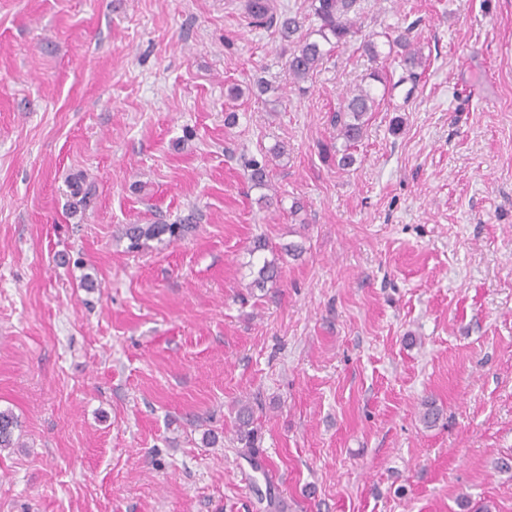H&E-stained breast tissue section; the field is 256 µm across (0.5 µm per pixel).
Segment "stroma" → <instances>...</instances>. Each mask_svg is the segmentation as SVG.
Here are the masks:
<instances>
[{
	"label": "stroma",
	"mask_w": 512,
	"mask_h": 512,
	"mask_svg": "<svg viewBox=\"0 0 512 512\" xmlns=\"http://www.w3.org/2000/svg\"><path fill=\"white\" fill-rule=\"evenodd\" d=\"M246 4L0 0V512H512V0H361L300 82ZM404 29L405 83L362 48ZM408 30H405L404 33H399L398 35H396L394 38H392V36L389 34V33H386L384 32V35L383 37H385L386 39V43L389 47V52H388V55H390L391 51L393 50L394 47H397L399 48L400 50H402L401 52V66L403 68V70L408 73V76L404 77H400V80L401 82H404L405 79H411V80H415L416 79V72H415V69L420 67L421 64H422V56L419 54V51L417 50H412L410 48V44H409V41H408ZM376 94L371 84L359 86L346 93L339 109L332 116V123L338 131L337 137L343 140L342 149L336 147V161L339 168L349 167L356 161L351 150L357 147L364 136L365 117L376 106ZM341 155L338 160V155ZM189 218L179 224H128L122 231L123 237L129 241L128 249L138 251L147 245V242L154 239H160L162 235H167L169 241H177L189 233L192 229L188 224ZM252 418L251 407L248 404L240 405L237 410V440L243 445L244 451L249 455H255L258 452L257 431L250 428ZM19 423L17 417L9 410H0V450L14 448L18 445L15 430Z\"/></svg>",
	"instance_id": "stroma-1"
}]
</instances>
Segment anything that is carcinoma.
I'll return each mask as SVG.
<instances>
[{"mask_svg": "<svg viewBox=\"0 0 512 512\" xmlns=\"http://www.w3.org/2000/svg\"><path fill=\"white\" fill-rule=\"evenodd\" d=\"M309 7L317 21V26L299 40V45L288 56L286 68L288 74L296 81H304L322 64L330 53L348 43L358 32L357 22L361 15L360 0H311ZM247 9L255 23H275L282 39L293 41L294 36L301 30L303 22L290 13L274 16L270 7V0H248ZM389 48L397 47L401 50V66L408 73V77H400L399 82L405 79H416L415 69L422 64L419 51L410 48L408 33H399L396 36L384 34ZM376 94L372 85L358 87L343 97L339 109L332 116V123L338 131L337 137L343 140L342 148L336 150L339 155L337 166L349 167L354 164L353 149L357 147L364 136L366 116L376 106ZM250 171V180L255 187L265 185L266 165L251 159L247 161ZM192 226L186 222L179 224H128L122 231L123 237L129 241L128 249L138 251L147 245L150 240L158 239L163 235L169 240L177 241L189 233ZM279 278V267L276 260L263 259L258 269V276L254 280V287L264 288L267 283H274ZM238 431L237 440L243 445L244 451L249 455L258 452L257 431L251 428L252 410L247 404H242L237 410ZM19 423L17 417L9 410H0V450L14 448L18 445L15 439V430Z\"/></svg>", "mask_w": 512, "mask_h": 512, "instance_id": "carcinoma-1", "label": "carcinoma"}]
</instances>
